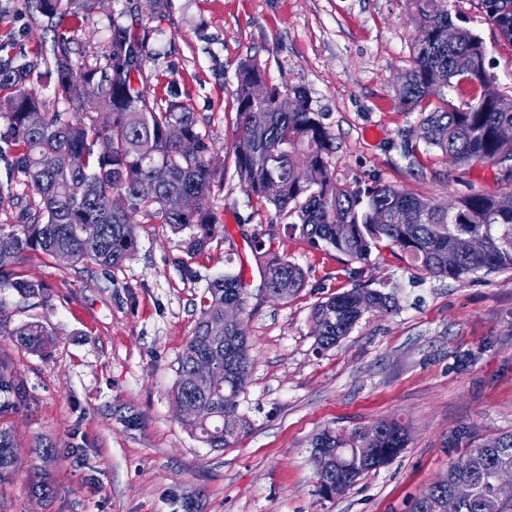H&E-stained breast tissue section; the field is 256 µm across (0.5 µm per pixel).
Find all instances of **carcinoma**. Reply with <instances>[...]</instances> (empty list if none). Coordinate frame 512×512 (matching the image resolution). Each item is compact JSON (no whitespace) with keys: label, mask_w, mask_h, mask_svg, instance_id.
I'll return each mask as SVG.
<instances>
[{"label":"carcinoma","mask_w":512,"mask_h":512,"mask_svg":"<svg viewBox=\"0 0 512 512\" xmlns=\"http://www.w3.org/2000/svg\"><path fill=\"white\" fill-rule=\"evenodd\" d=\"M48 19L64 20L71 14L70 0H26ZM477 8L501 35L512 43V0H474ZM418 37L413 65L403 75L398 99L408 112L423 114L418 138L457 166L473 162L502 164L512 173V143L499 137V129L512 127V91L500 88L485 65L480 38L455 22L448 0H411ZM456 39L448 42V29ZM143 42L133 28L112 25L106 63L77 70L70 40L54 38L32 54L0 55V159L23 177L32 197L23 198L9 186H0V213L18 212L17 223L0 224V291L6 288L25 298L44 297L38 281L16 276L14 267L30 252L49 257L64 252L70 262L110 270L122 264L137 247V217L159 220L176 233L190 231L187 250L201 252L223 226L210 204L213 169L210 147L191 108L181 102L165 105L152 99L143 86ZM235 91V144L250 146L252 154L234 150V171L247 195L256 203L272 205L285 226L314 246L323 244L350 262L368 263L382 241L398 248L412 266L425 274L458 279L463 275L512 271V189L498 195L471 193L457 198L450 212L435 200L400 190L379 180L338 184L331 162V135L300 86L272 83L254 59L239 62ZM47 76L54 80V104L34 89ZM82 93L70 95L74 83ZM464 90L468 100L457 105L448 91ZM295 108L282 112L283 96ZM75 108L72 116L59 104ZM42 115L33 127L29 116ZM347 234L336 235V225ZM482 235V252L469 249L471 237ZM98 240L96 251L84 248L86 239ZM259 255L263 288L281 300L305 286L304 270L285 256L266 249L263 238L253 239ZM246 284L227 273L212 280L200 314L178 359L173 388L175 403L198 408L191 431L211 448H227L248 429L237 414L224 420V389L246 385L249 346L233 329L219 341L209 325L224 316V300L235 297L244 306ZM368 295L378 310L397 306L394 286H357L317 302L311 318L320 326L316 335L322 349L336 346L350 335L365 312L357 298ZM16 341L41 351L51 333L39 322L11 332ZM230 346L238 373L210 383L208 356L217 346ZM190 371L200 374L198 384L184 382ZM384 431L372 443L376 463H361L356 449L364 447L359 429L326 427L317 433L329 447L340 449L336 465L325 471L313 465L318 492L324 485L352 474L354 485L365 474L390 462L407 442L397 421L382 423ZM17 450L0 433V475L13 471ZM512 463V431L499 433L448 466V481L466 479L474 496L459 512H512V503L494 494V473ZM440 489L430 485L416 497L410 512H431Z\"/></svg>","instance_id":"carcinoma-1"}]
</instances>
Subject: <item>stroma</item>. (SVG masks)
I'll use <instances>...</instances> for the list:
<instances>
[{
  "mask_svg": "<svg viewBox=\"0 0 512 512\" xmlns=\"http://www.w3.org/2000/svg\"><path fill=\"white\" fill-rule=\"evenodd\" d=\"M82 0L54 25L26 0H0V45L31 52L54 36L83 67L104 64L113 24H138L142 71L159 102L187 103L213 146L210 200L224 225L202 252L184 234L142 221L133 256L110 272L30 253L16 271L45 298L0 291V368L18 390L0 392V431L20 467L0 477V512H409L430 483L470 448L512 430V271L449 279L416 271L397 248L351 263L288 232L234 174L239 61L257 60L277 83L303 86L333 142L339 184L371 177L439 202L498 194L512 179L487 163L448 164L424 149L407 157L421 115L399 104L418 30L408 0ZM486 49V67L512 89V44L473 0H451ZM299 264L305 288L273 299L261 286L253 234ZM247 285L251 365L237 410L247 433L213 449L179 416L178 358L209 282ZM397 287L398 306L366 314L319 349L312 308L361 283ZM39 321L53 344L35 352L13 329ZM395 419L406 448L352 488L321 497L310 442L327 426ZM52 449L42 462L41 449ZM48 489L31 492V481Z\"/></svg>",
  "mask_w": 512,
  "mask_h": 512,
  "instance_id": "obj_1",
  "label": "stroma"
}]
</instances>
